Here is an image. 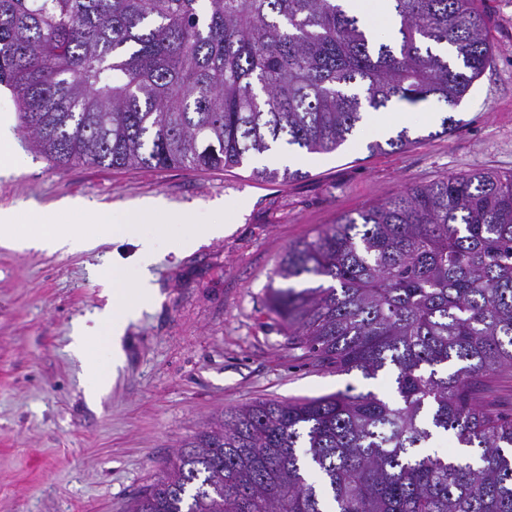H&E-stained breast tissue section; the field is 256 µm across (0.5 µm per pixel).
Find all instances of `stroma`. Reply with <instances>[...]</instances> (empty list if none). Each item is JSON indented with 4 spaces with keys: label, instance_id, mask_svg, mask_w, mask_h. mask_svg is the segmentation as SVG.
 <instances>
[{
    "label": "stroma",
    "instance_id": "obj_1",
    "mask_svg": "<svg viewBox=\"0 0 512 512\" xmlns=\"http://www.w3.org/2000/svg\"><path fill=\"white\" fill-rule=\"evenodd\" d=\"M493 45L483 73L455 109L404 106L412 144L370 151L396 126L328 154H303L296 178L268 181L252 164L218 170L61 166L34 146L13 93L0 86V120L14 158L0 174V208L21 228L42 208L45 224H86L94 212L125 223L128 203L161 198L194 208L190 223H140L135 236L105 239L90 251L18 252L0 246V512H125L183 440L218 411L255 400L294 402L354 385L394 396L389 375L366 380L311 366L289 347L268 311L275 271L291 244L350 213L475 170L512 173V0H478ZM456 124L443 132L441 122ZM67 198L89 213L55 210ZM231 234L176 257L179 240L202 224ZM156 253L139 255V239ZM120 256L126 282L148 269L153 305L131 324L109 388L87 394L82 364L68 350L74 321L102 309V258Z\"/></svg>",
    "mask_w": 512,
    "mask_h": 512
}]
</instances>
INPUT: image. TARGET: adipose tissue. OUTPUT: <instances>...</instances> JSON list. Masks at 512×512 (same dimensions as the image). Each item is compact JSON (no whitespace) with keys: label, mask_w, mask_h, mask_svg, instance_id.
Segmentation results:
<instances>
[{"label":"adipose tissue","mask_w":512,"mask_h":512,"mask_svg":"<svg viewBox=\"0 0 512 512\" xmlns=\"http://www.w3.org/2000/svg\"><path fill=\"white\" fill-rule=\"evenodd\" d=\"M134 230V224L113 223L110 215L102 212L97 214L96 226L92 229L75 224H50L29 232L16 227L12 211L0 210V243L19 251H87L95 248L103 237L126 235ZM120 269L116 262L99 266L97 276L114 284L112 298L91 320H81L73 326L71 349L82 361L89 362L90 349L105 341L112 348L113 362H120L122 338L128 326L139 320L155 300L156 292L148 278H140L129 285L123 280Z\"/></svg>","instance_id":"ef3b65f1"}]
</instances>
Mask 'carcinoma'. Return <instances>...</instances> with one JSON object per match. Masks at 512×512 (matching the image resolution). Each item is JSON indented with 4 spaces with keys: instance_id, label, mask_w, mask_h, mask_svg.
Listing matches in <instances>:
<instances>
[{
    "instance_id": "cac0c4a2",
    "label": "carcinoma",
    "mask_w": 512,
    "mask_h": 512,
    "mask_svg": "<svg viewBox=\"0 0 512 512\" xmlns=\"http://www.w3.org/2000/svg\"><path fill=\"white\" fill-rule=\"evenodd\" d=\"M380 42L337 0H0V85L59 165L226 168L330 153L364 113L455 108L490 43L477 0H394ZM403 127L383 146L411 143ZM269 311L311 363L375 379L224 410L125 512H512V175L462 172L288 248ZM451 435L477 463L421 455ZM493 397L501 412L512 414V370L502 371L494 376Z\"/></svg>"
}]
</instances>
